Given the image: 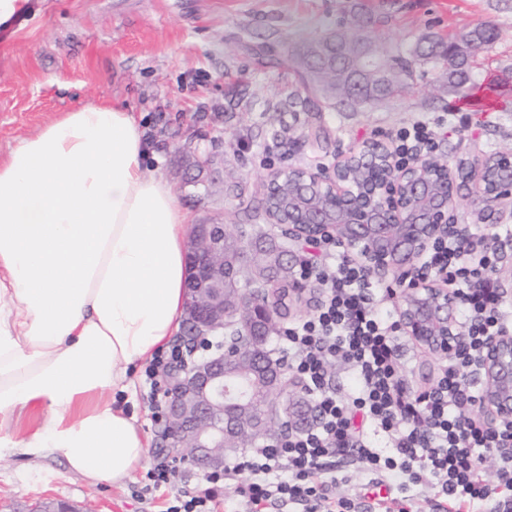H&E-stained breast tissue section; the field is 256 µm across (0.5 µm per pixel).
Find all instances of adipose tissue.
Here are the masks:
<instances>
[{
	"mask_svg": "<svg viewBox=\"0 0 512 512\" xmlns=\"http://www.w3.org/2000/svg\"><path fill=\"white\" fill-rule=\"evenodd\" d=\"M190 221L118 103L85 101L0 159V461L59 456L119 487L144 465L129 367L181 329Z\"/></svg>",
	"mask_w": 512,
	"mask_h": 512,
	"instance_id": "1",
	"label": "adipose tissue"
}]
</instances>
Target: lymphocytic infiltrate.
I'll return each mask as SVG.
<instances>
[{"label":"lymphocytic infiltrate","mask_w":512,"mask_h":512,"mask_svg":"<svg viewBox=\"0 0 512 512\" xmlns=\"http://www.w3.org/2000/svg\"><path fill=\"white\" fill-rule=\"evenodd\" d=\"M434 147L427 125L399 129L392 148L397 163L426 158ZM334 256L327 267L323 255ZM501 248L496 239L475 245L464 235L437 242L417 275L439 279L455 290L468 343L435 384L411 388L403 378L396 298L401 285L383 283L344 246L312 243L300 275L321 281L325 298L310 317L284 333L290 367L312 398L318 419L254 448L224 468V512H413L404 496L357 502L336 496L337 484L355 475L371 486L399 479L401 489L423 487L435 512H463L476 505L512 512V430L490 432L473 409L479 356L488 336L507 328L503 296L496 286ZM352 372L356 388L341 396L333 367ZM392 436L390 453L374 448L367 430ZM496 468L486 473L484 463Z\"/></svg>","instance_id":"f902f5d3"}]
</instances>
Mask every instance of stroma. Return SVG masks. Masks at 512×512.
Returning <instances> with one entry per match:
<instances>
[{
    "label": "stroma",
    "mask_w": 512,
    "mask_h": 512,
    "mask_svg": "<svg viewBox=\"0 0 512 512\" xmlns=\"http://www.w3.org/2000/svg\"><path fill=\"white\" fill-rule=\"evenodd\" d=\"M490 22L498 38L472 55L475 86L449 91L440 70L427 68L412 91L361 112L319 99L291 108L303 88L298 55L306 42L343 28L375 46L445 41ZM96 99L142 116L168 177L193 223L240 224L237 199L222 190L182 186L194 158L224 163L225 182L259 195L270 175L293 165L331 164L396 129L439 126L437 157L455 162L512 151V0H28L0 26V158L59 113ZM403 376L425 387L442 373L401 337ZM131 374L136 412L149 440L148 460L163 453L157 422L163 393ZM169 483L154 487L146 470L124 486L92 485L63 459L21 480L25 462L0 461V512L46 497L86 505L89 512H167L178 494L195 492L203 472L170 458Z\"/></svg>",
    "instance_id": "obj_1"
}]
</instances>
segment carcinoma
<instances>
[{
    "instance_id": "1",
    "label": "carcinoma",
    "mask_w": 512,
    "mask_h": 512,
    "mask_svg": "<svg viewBox=\"0 0 512 512\" xmlns=\"http://www.w3.org/2000/svg\"><path fill=\"white\" fill-rule=\"evenodd\" d=\"M497 33L483 27L453 37L450 45L460 42L473 43V49L492 45ZM367 38L335 30L334 36L323 39L324 46L313 52L314 41L304 45L300 57L304 72V90L319 96L331 107L345 106L352 110L374 105L384 99L404 95L414 81L417 68L433 63L446 71L448 90L461 93L474 85L470 71V53L457 52L453 57L442 53V44L435 41H418L413 46L395 45L385 55L389 72H359L357 56ZM241 253L238 241L230 233L224 234V266L240 264ZM249 275L264 278L267 294L261 296L275 310V316L268 326L270 336H279L280 324L288 315V288L292 281V265L282 257L277 243L269 238L256 242L251 262L245 266ZM235 385L247 392L248 409L245 419H259L265 405L278 390H270L263 383L254 382V375L244 372L234 378Z\"/></svg>"
}]
</instances>
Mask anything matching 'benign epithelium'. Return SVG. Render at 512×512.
<instances>
[{
    "label": "benign epithelium",
    "mask_w": 512,
    "mask_h": 512,
    "mask_svg": "<svg viewBox=\"0 0 512 512\" xmlns=\"http://www.w3.org/2000/svg\"><path fill=\"white\" fill-rule=\"evenodd\" d=\"M297 178L272 175L266 191L286 202L267 219L288 227L281 242L283 256L292 257L290 242L331 238L349 249L371 272L396 273L407 279L419 260L439 241L454 235V197L466 192L476 204L477 221L491 230L512 215V153L460 159L454 166L434 168L429 161L395 163L390 147L372 142L329 166L291 167ZM191 270L183 324V345L190 362L175 370L166 393L164 446L203 472L224 470L227 456L239 451L242 397L224 384L230 348L213 339L231 324L248 323L243 349H261L269 312L252 306L256 291L249 278L233 303H224V277L241 270L224 267V225H193L188 243ZM457 296L429 281H413L398 315L404 333L425 353L445 357L461 352L468 336L457 313ZM257 375L268 386L284 385L287 366L264 353ZM481 411L495 431L512 427V331L486 340L479 362ZM281 406L274 401L257 423L275 432ZM315 406L307 399L288 412L291 425H314Z\"/></svg>",
    "instance_id": "1"
}]
</instances>
